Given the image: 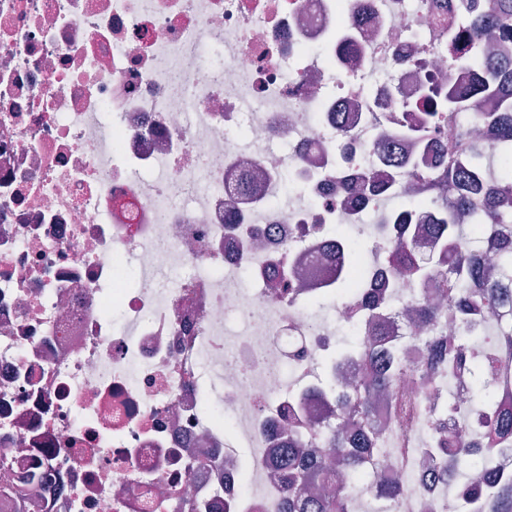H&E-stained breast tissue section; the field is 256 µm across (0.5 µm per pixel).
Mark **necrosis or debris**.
<instances>
[{
	"label": "necrosis or debris",
	"mask_w": 512,
	"mask_h": 512,
	"mask_svg": "<svg viewBox=\"0 0 512 512\" xmlns=\"http://www.w3.org/2000/svg\"><path fill=\"white\" fill-rule=\"evenodd\" d=\"M447 40V0H0V484L31 487L22 512H283L289 421L318 431L365 371L327 363L335 325L428 363L403 310L439 281L384 287L385 197L348 182L407 190L376 144L426 81L470 86ZM340 224L369 247L344 295ZM471 393L398 377L350 512L396 476L395 512H464L483 449L449 488L417 450L437 398L469 434Z\"/></svg>",
	"instance_id": "necrosis-or-debris-1"
}]
</instances>
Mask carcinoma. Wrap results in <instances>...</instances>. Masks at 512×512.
<instances>
[{
	"instance_id": "1",
	"label": "carcinoma",
	"mask_w": 512,
	"mask_h": 512,
	"mask_svg": "<svg viewBox=\"0 0 512 512\" xmlns=\"http://www.w3.org/2000/svg\"><path fill=\"white\" fill-rule=\"evenodd\" d=\"M454 9L467 18L470 36L477 42L491 32L508 41L505 28L512 26V0H455ZM507 50L489 56L491 63L464 93L453 84L426 82L418 98L404 113L399 128L381 133L379 160L397 166L398 172L414 180L417 192L409 206L392 211L386 227L393 241L384 263L389 277L402 276L423 280L439 276L446 283L442 303L413 305L412 313L424 333L437 362L455 369L462 358L464 343L433 345V336L443 321L442 312L464 332L474 325L477 315L493 316L500 306L512 300V247L499 250L497 261L503 275L489 283L484 279L486 260L476 254L473 235L480 224L493 225L501 238L512 243V156L500 162L502 173L492 179L485 176L482 160L485 153L500 146L512 147V59ZM448 61L465 63L461 35L454 27L448 32ZM475 112L479 121L497 131L494 145L473 142L469 132L455 135V144L446 147L441 163L429 167V155L441 147L431 137V128L444 113ZM411 140L413 154L390 152L385 142ZM481 201L477 214H472V201ZM429 204L432 220L420 221L416 206ZM338 260L344 268L355 269L363 260L364 249L336 228ZM407 363L389 352L376 372L354 383L352 405L358 416L360 431L355 436L342 424L347 396L336 394V409L330 412L323 433L325 450L317 451L305 439H288V457L279 467L288 485V512H349V481L357 474L370 471L379 431L375 425V398L392 380L406 373ZM509 359L501 366L484 356H477L469 375L474 390L483 392L478 419L477 444L491 453L498 448H512V416L505 419L494 407L491 379L507 376ZM426 470L435 480H449L467 460L466 449L457 445L451 435L437 427L426 447L419 449ZM474 512L492 508L494 512H512V480L494 485L483 477L464 492Z\"/></svg>"
}]
</instances>
